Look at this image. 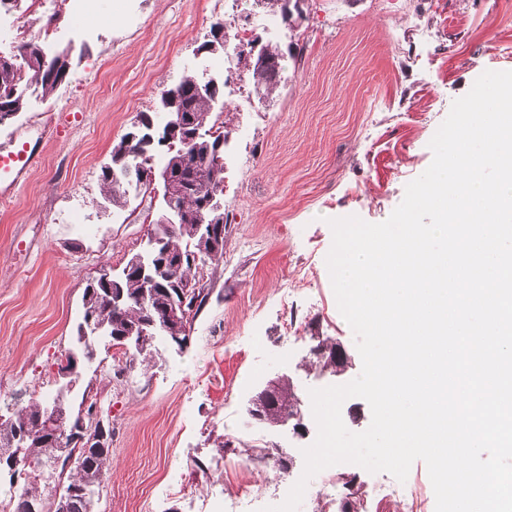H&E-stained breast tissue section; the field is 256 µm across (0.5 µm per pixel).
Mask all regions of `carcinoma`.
Listing matches in <instances>:
<instances>
[{
  "mask_svg": "<svg viewBox=\"0 0 512 512\" xmlns=\"http://www.w3.org/2000/svg\"><path fill=\"white\" fill-rule=\"evenodd\" d=\"M266 55L278 66L261 67L254 59H247L248 71L257 88L275 89L281 81L285 61L301 51H283L273 42L263 44ZM67 64L61 54L49 55L36 41H23L16 53L0 55V124L5 117L15 116L25 106L24 93L28 86L41 87L42 94H53L61 80L66 78ZM216 89L199 90L204 82L195 74L183 76L175 89L176 109L189 118V142L167 147L161 168L170 171L171 178L163 183L162 196L170 197L186 207L189 217L177 224H158L154 233L160 236L161 246L148 250L143 256L146 276L128 274L117 286L89 284L82 296L83 310L91 312L95 322L104 332L114 337L125 336L135 327L153 319L160 320L165 309L199 300L197 310L185 307L187 316H179L169 329L189 336L192 321L213 292L214 272L207 271V264L224 259V242L212 248L201 249L205 225L196 222V214L203 206L215 207L224 202V166L214 164L216 144L224 137L222 131H212L209 125L217 124L220 113L215 101H224V78H217ZM160 147V136L155 141L141 136L133 142L121 139L113 149L111 163L101 170L104 200L117 208L129 203L131 189L150 190V183L143 180V167L153 166L155 153ZM185 257V266L173 273L174 280L157 275L162 255ZM200 255L199 263L191 264L190 257ZM317 346L324 353L314 356L310 365L318 366L339 376L346 370L345 363L337 360L334 346L328 340H318ZM296 394L288 378L279 381L276 403L267 405L263 414L265 425L281 419L295 401ZM54 401L30 399L27 405L16 408L5 405L0 413V454L10 452L16 464L13 473L52 468L59 470L58 483L48 490L38 481H29L25 488L11 498L12 512H94V497L100 494L109 470L112 452V429H107L104 439H97L92 430L98 417L97 402H80L70 407L75 420L74 445L70 456L62 459L54 443L44 434L48 412Z\"/></svg>",
  "mask_w": 512,
  "mask_h": 512,
  "instance_id": "1",
  "label": "carcinoma"
}]
</instances>
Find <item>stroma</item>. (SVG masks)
Instances as JSON below:
<instances>
[{
  "label": "stroma",
  "mask_w": 512,
  "mask_h": 512,
  "mask_svg": "<svg viewBox=\"0 0 512 512\" xmlns=\"http://www.w3.org/2000/svg\"><path fill=\"white\" fill-rule=\"evenodd\" d=\"M296 25L263 27L274 14L244 13L238 0H11L19 27L0 34V54L38 40L64 54L69 75L51 96L29 87L24 112L0 126V144L24 130L38 159L22 184L0 190V403L32 393L97 395L112 428L110 475L96 512H261L281 504L285 473L250 460L278 445L302 469L310 445V389L344 384L361 372L355 335L342 317L326 257L330 219L385 221L406 185L431 164L434 132L453 101L487 70L512 71V0H301ZM227 34L303 52L288 60L270 93L256 91L243 66L200 46L216 22ZM227 75L224 90V261L214 293L193 321L187 346L158 337L150 364L99 345L96 363L76 374L59 365L76 348L82 295L100 267L120 272L143 250L158 205L125 209L101 195L102 166L140 113L156 125L162 90L183 75ZM309 288L284 297L286 280L307 268ZM295 332H287V324ZM341 341L351 366L339 377L309 364L314 337ZM288 374L309 435L267 431L247 401ZM356 476L371 512H410L413 499L435 512L423 461L403 495L376 500L389 473L339 464L312 479L298 512H336Z\"/></svg>",
  "instance_id": "35a3bbf8"
}]
</instances>
